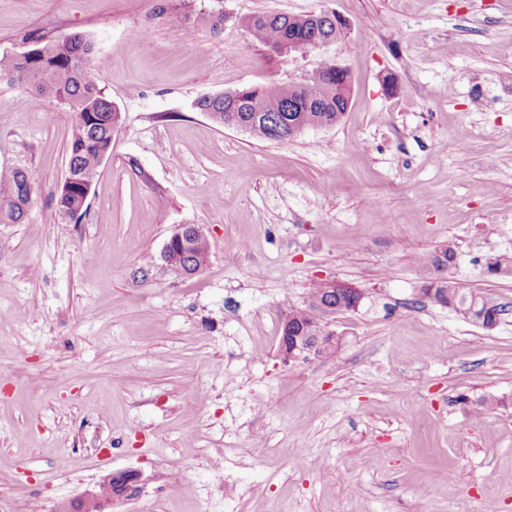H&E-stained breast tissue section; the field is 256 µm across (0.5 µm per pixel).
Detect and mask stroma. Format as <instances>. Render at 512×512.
I'll return each instance as SVG.
<instances>
[{"mask_svg": "<svg viewBox=\"0 0 512 512\" xmlns=\"http://www.w3.org/2000/svg\"><path fill=\"white\" fill-rule=\"evenodd\" d=\"M0 0V58L89 38L121 115L81 222L54 196L75 115L0 79V512H55L107 473L121 512H512V0ZM325 11L329 45L277 55L245 17ZM345 67L341 122L287 142L229 129L205 95ZM468 131L465 149L456 139ZM202 226L209 265L161 258ZM509 307L491 329L431 303L419 261ZM358 291L335 352L283 362L289 307ZM180 9L183 10L188 25L187 31L195 33L199 29H209L213 34L224 30V13L209 12L203 8L197 9L195 0H178ZM34 187L28 174L16 169L0 179V224H21L33 201ZM208 239L207 234L202 231L197 224H181L165 244L162 252V260L173 274L178 277H185L188 273L182 266H180L178 261L181 262V264L190 267L192 271H197L210 256L211 245L209 242L204 248L190 247L207 241ZM177 244L182 248H187L183 250L182 253L178 254L176 258L178 261L170 258L172 246Z\"/></svg>", "mask_w": 512, "mask_h": 512, "instance_id": "35a3bbf8", "label": "stroma"}]
</instances>
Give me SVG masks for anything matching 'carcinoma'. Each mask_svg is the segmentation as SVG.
I'll return each instance as SVG.
<instances>
[{
  "instance_id": "1",
  "label": "carcinoma",
  "mask_w": 512,
  "mask_h": 512,
  "mask_svg": "<svg viewBox=\"0 0 512 512\" xmlns=\"http://www.w3.org/2000/svg\"><path fill=\"white\" fill-rule=\"evenodd\" d=\"M188 21L187 31L194 33L207 29L214 34L224 30V13L197 8L195 0H178ZM252 37L268 50L281 54L288 48V38L302 39L306 49L318 47L324 40H336V29L327 13L313 15L302 22L295 15L261 13L245 20ZM100 66L93 43L86 36L75 33L62 40H36L33 52L8 61L0 59V76L27 86L37 100L52 99L75 113V123L68 142L69 178L58 187L56 208L59 214L79 219L87 209L85 197L87 181L94 180L101 162V153H111L112 135L120 127V115L95 77ZM319 99L311 107L301 106L300 96L291 85L271 82L256 89L245 88L232 92L203 96L196 107L218 123H224V113H233L247 122L251 134L262 139L284 142L290 140L288 121L300 116L311 127L334 126L343 118L348 104L347 86L336 82L333 67L323 64L310 80ZM34 187L28 174L16 169L0 179V224H21L27 218L33 201ZM211 245L187 248L178 254L181 264L198 270L210 256ZM425 296L435 302L447 295L450 308L473 309L474 320L485 328H493L505 312V305L487 293H474L458 286L452 280H443L429 273L423 288ZM358 293L343 284L332 286L319 283L311 289L307 305L288 310L289 330L319 331L323 326L324 309L353 307Z\"/></svg>"
}]
</instances>
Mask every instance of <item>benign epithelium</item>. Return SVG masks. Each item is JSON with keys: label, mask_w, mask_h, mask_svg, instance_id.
Segmentation results:
<instances>
[{"label": "benign epithelium", "mask_w": 512, "mask_h": 512, "mask_svg": "<svg viewBox=\"0 0 512 512\" xmlns=\"http://www.w3.org/2000/svg\"><path fill=\"white\" fill-rule=\"evenodd\" d=\"M208 240L207 234L196 224H181L170 236L162 252L167 268L178 277L187 276V271L177 260L171 258L175 245L190 248ZM337 336L328 330L312 336H288L279 346L283 361L291 362L311 355H327L336 349ZM145 479L139 470L127 469L109 473L93 487L85 490L70 503L56 512H115V509L137 499L143 492Z\"/></svg>", "instance_id": "7a95c632"}]
</instances>
